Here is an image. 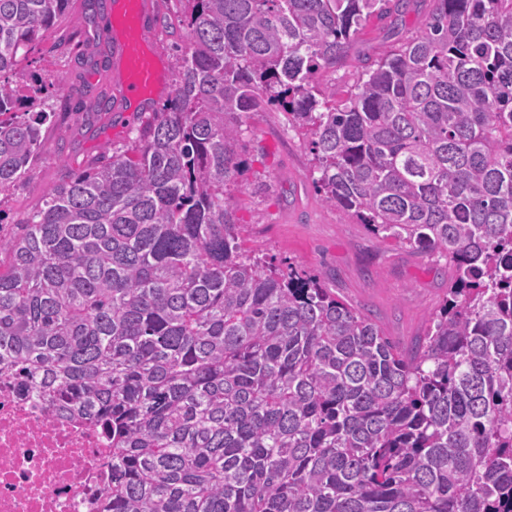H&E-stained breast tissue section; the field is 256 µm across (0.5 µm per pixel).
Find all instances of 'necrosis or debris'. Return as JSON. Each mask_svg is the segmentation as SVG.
<instances>
[{
  "label": "necrosis or debris",
  "mask_w": 512,
  "mask_h": 512,
  "mask_svg": "<svg viewBox=\"0 0 512 512\" xmlns=\"http://www.w3.org/2000/svg\"><path fill=\"white\" fill-rule=\"evenodd\" d=\"M112 435L0 371V512H110Z\"/></svg>",
  "instance_id": "obj_1"
}]
</instances>
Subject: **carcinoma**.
<instances>
[{"label":"carcinoma","instance_id":"obj_1","mask_svg":"<svg viewBox=\"0 0 512 512\" xmlns=\"http://www.w3.org/2000/svg\"><path fill=\"white\" fill-rule=\"evenodd\" d=\"M71 0H0V194L93 87L17 70ZM173 96L0 236V370L112 431V512H512V0H432L344 96L314 83L402 0H179ZM275 107L323 201L437 253L405 351L246 245L243 117Z\"/></svg>","mask_w":512,"mask_h":512}]
</instances>
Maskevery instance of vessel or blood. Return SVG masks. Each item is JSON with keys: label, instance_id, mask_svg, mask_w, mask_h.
Segmentation results:
<instances>
[{"label": "vessel or blood", "instance_id": "1", "mask_svg": "<svg viewBox=\"0 0 512 512\" xmlns=\"http://www.w3.org/2000/svg\"><path fill=\"white\" fill-rule=\"evenodd\" d=\"M155 11L149 0H110L103 39L111 47L119 98L141 104L156 97L164 84L154 48Z\"/></svg>", "mask_w": 512, "mask_h": 512}]
</instances>
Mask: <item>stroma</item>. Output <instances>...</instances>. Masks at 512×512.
<instances>
[{
  "mask_svg": "<svg viewBox=\"0 0 512 512\" xmlns=\"http://www.w3.org/2000/svg\"><path fill=\"white\" fill-rule=\"evenodd\" d=\"M429 6L430 0H409L394 33L388 21L370 20L344 62L320 70L316 83L346 90L358 70L359 55L377 54L391 42L418 34ZM84 15V0H72L66 19L35 55L33 70L64 78L61 92L47 98L46 107H59L65 98L78 101L89 85L111 88L109 48L99 36V24L85 23ZM69 36L76 38L79 49L59 46V39ZM141 120V113L115 109L90 125L79 113L54 124L45 132L46 153L0 199V212L20 219L66 170H79L105 145H127ZM245 125L249 188L237 197V215L247 228L249 246L317 274L386 336L412 349L424 333L428 314L448 293L446 260L409 252L393 241L377 242L364 225L324 206L313 186L312 156L283 113L252 112Z\"/></svg>",
  "mask_w": 512,
  "mask_h": 512,
  "instance_id": "1",
  "label": "stroma"
}]
</instances>
